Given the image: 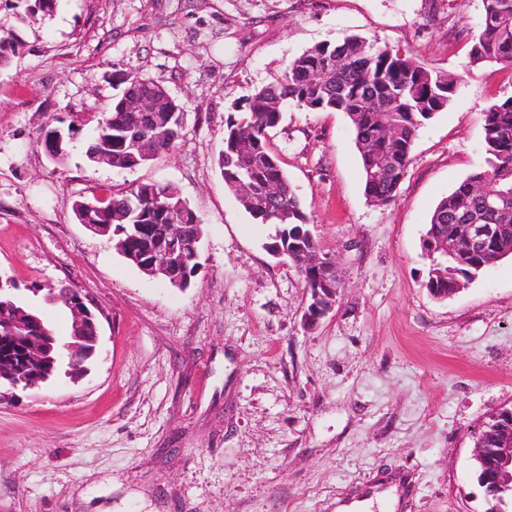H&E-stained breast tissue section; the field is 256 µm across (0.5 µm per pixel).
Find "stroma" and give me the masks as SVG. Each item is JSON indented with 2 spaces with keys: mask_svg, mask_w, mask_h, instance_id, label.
Masks as SVG:
<instances>
[{
  "mask_svg": "<svg viewBox=\"0 0 512 512\" xmlns=\"http://www.w3.org/2000/svg\"><path fill=\"white\" fill-rule=\"evenodd\" d=\"M482 0H58L18 31L0 69V276L42 304L72 281L102 314L78 381L58 374L0 401V512H336L406 479L397 512H486L473 446L512 408V259L452 297L425 287L422 238L450 188L484 162L483 114L512 77L468 66ZM357 34L458 77L420 129L386 205L368 201L341 112L289 110L271 132L342 288L306 327L294 265L265 248L217 167L232 100L321 42ZM149 77L184 106L182 136L149 165L88 167L117 93ZM86 124L64 162L38 148L54 118ZM143 182L179 188L203 219L190 288L139 271L78 224L73 201Z\"/></svg>",
  "mask_w": 512,
  "mask_h": 512,
  "instance_id": "stroma-1",
  "label": "stroma"
}]
</instances>
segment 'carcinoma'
<instances>
[{"mask_svg":"<svg viewBox=\"0 0 512 512\" xmlns=\"http://www.w3.org/2000/svg\"><path fill=\"white\" fill-rule=\"evenodd\" d=\"M6 4L12 17H3L0 29V68L16 53L18 39L11 20L25 21L34 14L50 16L57 0H16ZM470 63L490 64L512 75V0H483V14L472 37ZM121 92L97 121L96 133L86 152L95 166L96 155L106 140H112V167L131 170L148 164L158 155L173 150L181 137L183 106L161 85L134 73L116 76ZM458 80L429 68L412 58L356 35L336 43H319L292 59L284 74L272 84L261 86L243 100L230 104L224 123V149L217 165L225 186L235 190L240 179L250 180L255 189L276 181L281 195L265 209L248 203L243 208L263 224L274 226L271 246L288 251V260L318 250L308 228V217L271 148L270 132L290 107L308 112H343L355 133L362 169L364 193L370 200L390 203L406 176L410 155L419 129L450 103ZM158 94L170 99L176 116L164 129L144 125L139 113L124 109L125 97ZM484 165L468 175L434 208L423 248L430 240L448 241V257L435 254L425 283L432 294L451 292L462 281L479 276L495 261L512 256V95L491 103L484 112ZM182 205L188 214L185 234L189 241L202 238V220L168 184L141 183L136 188L112 192L101 198L78 200L73 212L78 223L152 224L165 223L169 205ZM461 224H497L498 236L488 248L475 249L464 239ZM180 264L187 288L201 262L192 253L181 255ZM299 272L308 289L322 287L325 273L320 265H302ZM16 285L0 282V326L6 322L25 324L34 336L56 339V353L65 358L69 349L87 352L88 341L56 336L43 318L40 307L16 293ZM52 304L68 305L80 291L67 284L47 289ZM512 427V409H502L480 430L483 444L496 446L502 428ZM476 479L490 507L487 512H512V487H498L488 479L487 469L476 466Z\"/></svg>","mask_w":512,"mask_h":512,"instance_id":"1","label":"carcinoma"}]
</instances>
